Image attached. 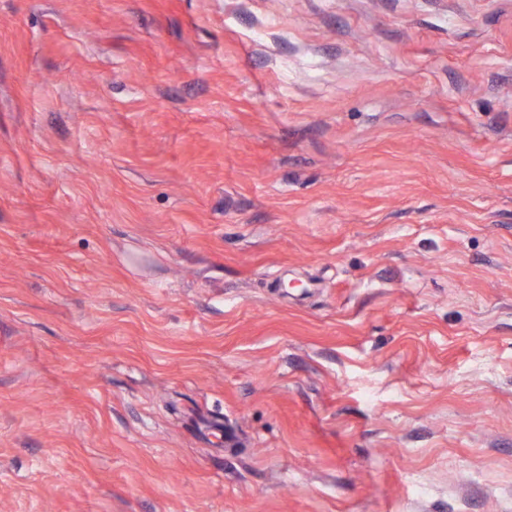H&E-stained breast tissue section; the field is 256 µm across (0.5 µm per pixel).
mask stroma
I'll use <instances>...</instances> for the list:
<instances>
[{"instance_id":"1","label":"stroma","mask_w":512,"mask_h":512,"mask_svg":"<svg viewBox=\"0 0 512 512\" xmlns=\"http://www.w3.org/2000/svg\"><path fill=\"white\" fill-rule=\"evenodd\" d=\"M0 512H512V0H0Z\"/></svg>"}]
</instances>
